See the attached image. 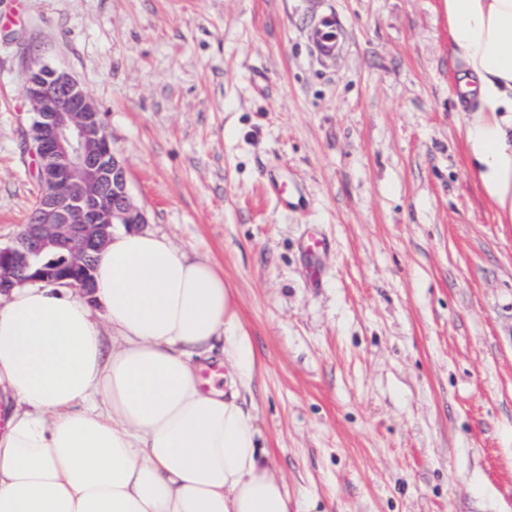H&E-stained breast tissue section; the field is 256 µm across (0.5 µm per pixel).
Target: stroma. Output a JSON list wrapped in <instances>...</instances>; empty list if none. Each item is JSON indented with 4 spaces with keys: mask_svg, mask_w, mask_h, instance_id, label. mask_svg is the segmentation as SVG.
<instances>
[{
    "mask_svg": "<svg viewBox=\"0 0 512 512\" xmlns=\"http://www.w3.org/2000/svg\"><path fill=\"white\" fill-rule=\"evenodd\" d=\"M36 65L98 106L148 230L223 269L301 512H512V224L469 172L443 0H0L1 245L40 192ZM312 39L324 56L336 53V18L332 14L323 16L312 32Z\"/></svg>",
    "mask_w": 512,
    "mask_h": 512,
    "instance_id": "stroma-1",
    "label": "stroma"
}]
</instances>
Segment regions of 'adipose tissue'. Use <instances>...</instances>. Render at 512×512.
I'll use <instances>...</instances> for the list:
<instances>
[{"instance_id": "1", "label": "adipose tissue", "mask_w": 512, "mask_h": 512, "mask_svg": "<svg viewBox=\"0 0 512 512\" xmlns=\"http://www.w3.org/2000/svg\"><path fill=\"white\" fill-rule=\"evenodd\" d=\"M470 172L512 223V0H444ZM93 297L0 295V512H290L236 394L252 361L223 271L147 230L113 235ZM227 389H203L215 360Z\"/></svg>"}]
</instances>
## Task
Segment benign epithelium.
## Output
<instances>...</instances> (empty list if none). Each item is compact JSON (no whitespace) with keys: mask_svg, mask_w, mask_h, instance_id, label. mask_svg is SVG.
<instances>
[{"mask_svg":"<svg viewBox=\"0 0 512 512\" xmlns=\"http://www.w3.org/2000/svg\"><path fill=\"white\" fill-rule=\"evenodd\" d=\"M23 93L33 108L40 194L33 223L0 246V294L45 278L90 295V254L104 247L113 225L138 228L147 223L146 214L132 200L125 164L99 109L76 79L47 65L33 67ZM48 249L67 252L68 261L32 271Z\"/></svg>","mask_w":512,"mask_h":512,"instance_id":"obj_1","label":"benign epithelium"}]
</instances>
